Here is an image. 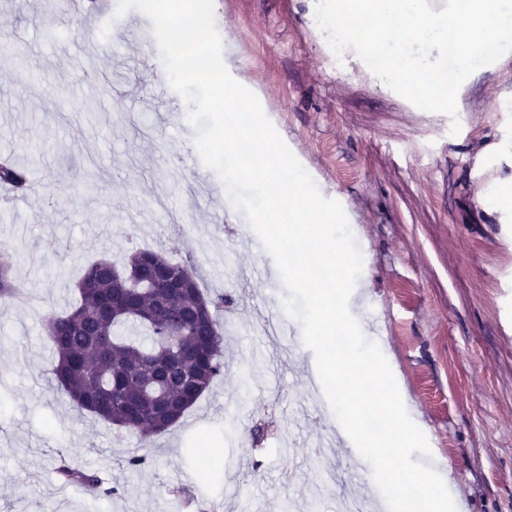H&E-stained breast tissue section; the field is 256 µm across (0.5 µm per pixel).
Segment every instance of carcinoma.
Returning a JSON list of instances; mask_svg holds the SVG:
<instances>
[{"mask_svg": "<svg viewBox=\"0 0 512 512\" xmlns=\"http://www.w3.org/2000/svg\"><path fill=\"white\" fill-rule=\"evenodd\" d=\"M23 195L29 189L26 167L0 163V185ZM14 256L0 251V299L18 291L13 281ZM174 276L186 280L180 293L163 284ZM79 302L45 318L56 359L57 386L74 407L109 424L153 436L184 417L160 409L180 403L192 393L194 405L223 374L224 334L218 317L224 298L202 292L195 272L163 253L136 250L119 262L100 259L84 272ZM66 483L92 491L97 476L66 465Z\"/></svg>", "mask_w": 512, "mask_h": 512, "instance_id": "carcinoma-1", "label": "carcinoma"}]
</instances>
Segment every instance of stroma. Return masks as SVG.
I'll list each match as a JSON object with an SVG mask.
<instances>
[{
  "instance_id": "obj_1",
  "label": "stroma",
  "mask_w": 512,
  "mask_h": 512,
  "mask_svg": "<svg viewBox=\"0 0 512 512\" xmlns=\"http://www.w3.org/2000/svg\"><path fill=\"white\" fill-rule=\"evenodd\" d=\"M214 15L233 44L232 76L260 91L320 193L344 208L369 284L357 320L402 384L457 512H512V210L483 202L486 185L512 175V53L464 81L454 135L446 114L377 85L353 51L336 57L315 0H214ZM148 23L129 10L104 38L59 0H0V148L30 156L37 186L0 235L26 295L0 300V512H173L185 495L211 512L241 501L249 512H337L342 493L379 498L349 438L316 446L340 425L310 410L314 355L289 357L254 325L256 301L285 290L238 249L246 218L232 229L169 222L166 203L207 207L222 182L177 159L195 132L155 59L137 52ZM49 25L57 42L41 38ZM135 248L191 263L205 294L228 298L223 376L145 440L72 406L43 325L76 301L88 262ZM134 454L147 456L142 469L128 467ZM64 459L117 495L61 484Z\"/></svg>"
}]
</instances>
